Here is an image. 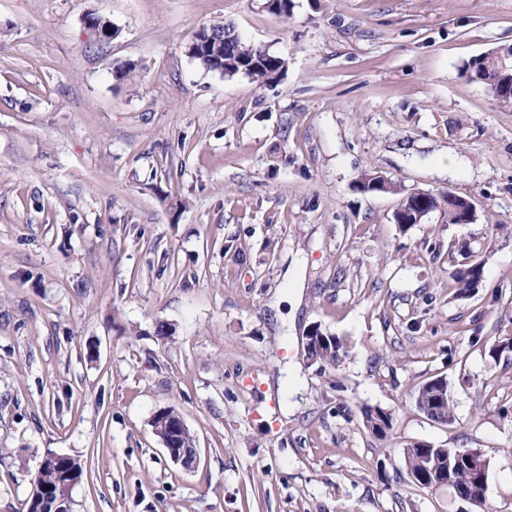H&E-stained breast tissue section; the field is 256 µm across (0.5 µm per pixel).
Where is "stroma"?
<instances>
[{
    "instance_id": "35a3bbf8",
    "label": "stroma",
    "mask_w": 512,
    "mask_h": 512,
    "mask_svg": "<svg viewBox=\"0 0 512 512\" xmlns=\"http://www.w3.org/2000/svg\"><path fill=\"white\" fill-rule=\"evenodd\" d=\"M292 5L0 0V512L50 452L84 463L71 512H448L409 482L416 442L479 450L470 512H512V352L488 354L512 336V108L462 73L512 45V0ZM214 23L284 71L203 68L187 45ZM418 190L476 222L400 227ZM315 325L338 365L307 360ZM438 377L450 424L415 405ZM168 409L192 470L154 432ZM459 256L460 259L457 260L450 276L459 294H471L477 288L483 287L484 265L467 249L461 248ZM435 379H437V378H435ZM435 379L429 380L425 384H423L419 388V390L415 396V403L418 398L421 406L422 405L424 406L425 404H427V406H428L427 409H424V408L419 409L417 403H416V407L421 412H423L430 420H432L434 422L441 423V424L453 423V421L455 420L454 403H453L454 400H453L449 385L446 388H444V390L446 389L448 398H446L445 400H442L437 405H430V402L432 400L431 395L433 393L432 381ZM168 411L177 413L172 409H169ZM170 419H172V423L167 428L166 435H161L155 428L154 431L162 440L163 446L171 460L175 463H179L185 469H191L198 461L197 448H193L191 451H187L186 449H179L180 447L178 443V437L180 432L187 431V427L184 420L178 413L177 415H172Z\"/></svg>"
}]
</instances>
